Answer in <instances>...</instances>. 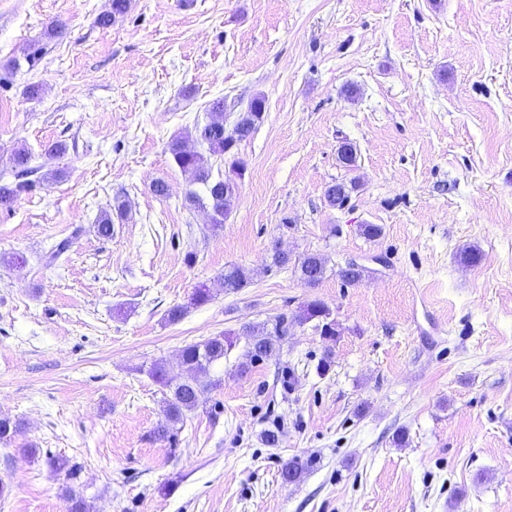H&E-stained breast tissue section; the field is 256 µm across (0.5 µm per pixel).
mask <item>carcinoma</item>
<instances>
[{
  "mask_svg": "<svg viewBox=\"0 0 512 512\" xmlns=\"http://www.w3.org/2000/svg\"><path fill=\"white\" fill-rule=\"evenodd\" d=\"M212 109L210 121L197 128L198 139L201 144L207 146L210 153L227 155L232 160L237 156L234 148L238 143L249 138L257 124L261 122L265 112V99L254 98L250 102L249 111L238 116L240 128L235 136L224 134V113H222L224 101L215 102ZM170 150L176 164L191 175L192 181L205 186L212 211V228H219L229 214L224 204V179L212 178L204 156L198 152L185 150L180 140L173 141ZM29 162L28 152L20 150L15 153L13 164L18 168L15 175L17 182L0 184V204L12 201L20 193L35 186L36 180L32 179V176L38 173V168L29 166ZM355 189L356 182L353 180L348 183L342 181L332 184L325 192L326 202L333 208H341L351 198V193ZM129 207V200L116 198L115 213L104 212L100 215L97 224L98 234L103 237L111 236L112 215L121 216ZM291 261L294 262L301 279L309 285L314 286L322 279L325 261L321 255L307 254L293 261L288 254L279 249L274 250L272 263L275 266H285ZM223 282L225 290L238 291L247 286L248 278L242 267L230 265L224 268ZM312 320L316 321L315 328L320 330L321 335L329 338L339 335L336 320L331 318L329 310L317 300L304 304L299 312L292 315L280 313L262 324L246 327L245 333L252 337V341L246 352V361L238 365L239 371L242 373L249 371L259 357L266 360L279 357L282 343L288 338L293 326ZM232 347L233 341L224 335L210 337L182 349L179 372L171 374L159 366L152 369L156 382L169 391L164 422L155 431L158 438L168 440L177 435L180 425L184 423L186 413L198 407L201 395L212 385L209 381L211 368L223 362ZM307 468L308 462L294 457L284 465L282 476L293 482L298 480Z\"/></svg>",
  "mask_w": 512,
  "mask_h": 512,
  "instance_id": "cac0c4a2",
  "label": "carcinoma"
}]
</instances>
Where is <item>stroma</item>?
Masks as SVG:
<instances>
[{"label": "stroma", "instance_id": "35a3bbf8", "mask_svg": "<svg viewBox=\"0 0 512 512\" xmlns=\"http://www.w3.org/2000/svg\"><path fill=\"white\" fill-rule=\"evenodd\" d=\"M111 9L0 0V180L21 149L49 175L0 205V418L19 425L0 512H67L69 485L88 512H512V0H130L97 25ZM258 95L215 230L169 145L197 149L213 100L236 116ZM120 196L130 210L99 236ZM276 248L323 255L319 284L273 266ZM353 260L370 269L357 286L339 276ZM232 264L247 288L225 290ZM201 285L212 298L192 305ZM314 299L336 339L306 323L239 373L246 325ZM225 333L216 387L175 443L156 438L150 368ZM294 457L309 468L288 483ZM356 187V182L353 180L349 184L342 181L329 185L325 192L326 202L333 208H342L351 198V193Z\"/></svg>", "mask_w": 512, "mask_h": 512}]
</instances>
